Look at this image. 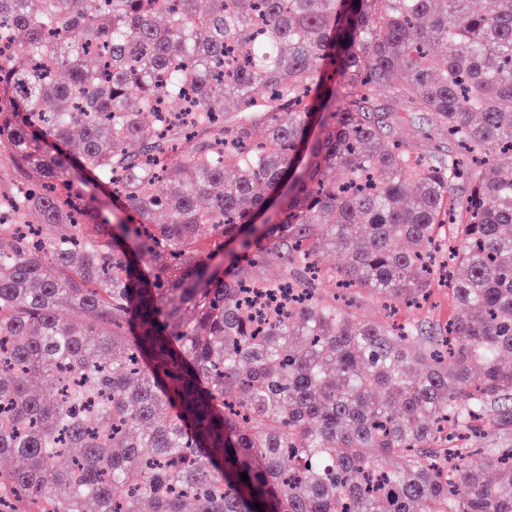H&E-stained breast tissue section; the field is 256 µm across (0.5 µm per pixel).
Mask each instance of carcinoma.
Segmentation results:
<instances>
[{"instance_id": "obj_1", "label": "carcinoma", "mask_w": 512, "mask_h": 512, "mask_svg": "<svg viewBox=\"0 0 512 512\" xmlns=\"http://www.w3.org/2000/svg\"><path fill=\"white\" fill-rule=\"evenodd\" d=\"M198 4L0 0V512H512V0ZM442 227L468 316L365 320L422 306ZM380 108H384L382 115L386 124L389 125L391 135L394 139L408 143L422 152H440L447 150L448 139L437 133L420 112H407L396 109L384 96L377 100ZM389 111V112H386ZM75 187L81 191L87 198H94L98 206L109 215L111 222H116V217L112 216V211L120 217H124L118 205L113 203L112 197L108 192L104 191L99 185L92 183H85L80 179L74 180Z\"/></svg>"}]
</instances>
